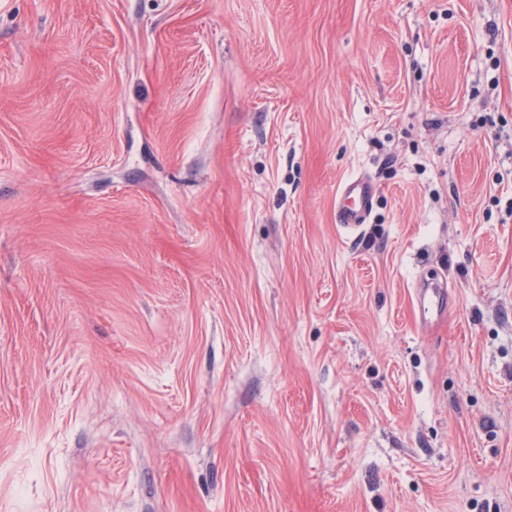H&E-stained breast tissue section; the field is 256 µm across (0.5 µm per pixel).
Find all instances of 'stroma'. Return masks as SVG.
Wrapping results in <instances>:
<instances>
[{"label": "stroma", "instance_id": "35a3bbf8", "mask_svg": "<svg viewBox=\"0 0 512 512\" xmlns=\"http://www.w3.org/2000/svg\"><path fill=\"white\" fill-rule=\"evenodd\" d=\"M0 512H512V0H0ZM375 192V185L370 179L357 177L346 181L339 191L337 224H341L344 230H356L365 224Z\"/></svg>", "mask_w": 512, "mask_h": 512}]
</instances>
